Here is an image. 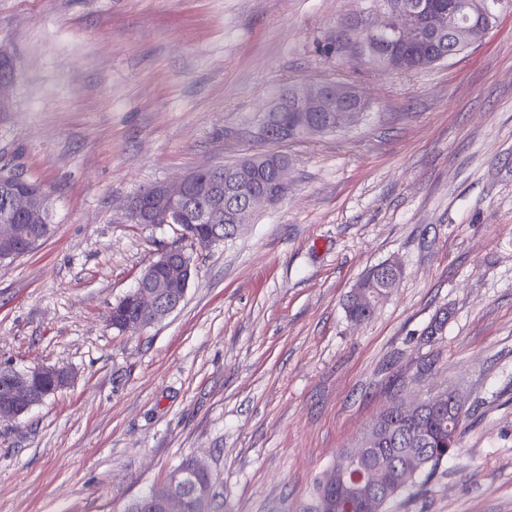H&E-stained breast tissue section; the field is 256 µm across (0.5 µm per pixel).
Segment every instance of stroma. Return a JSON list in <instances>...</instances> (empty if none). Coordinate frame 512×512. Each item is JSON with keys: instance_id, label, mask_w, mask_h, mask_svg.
Listing matches in <instances>:
<instances>
[{"instance_id": "35a3bbf8", "label": "stroma", "mask_w": 512, "mask_h": 512, "mask_svg": "<svg viewBox=\"0 0 512 512\" xmlns=\"http://www.w3.org/2000/svg\"><path fill=\"white\" fill-rule=\"evenodd\" d=\"M371 0H0L16 58L0 167L41 182L53 234L0 263V365L72 383L0 422V512H124L185 458L210 512H305L388 407L445 389L458 448L385 512H512V7L482 42L385 72L317 46ZM344 82L350 126L277 144L287 196L190 246L181 305L108 325L176 224L131 223L140 190L267 150L296 82ZM401 276L368 320L348 293ZM448 321L435 340L437 313ZM385 261L369 268L363 275V287L369 291L371 295V301L375 302V299L379 297L381 292L384 290V286L394 275L392 270L379 269L383 264L388 263Z\"/></svg>"}]
</instances>
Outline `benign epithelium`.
<instances>
[{"mask_svg":"<svg viewBox=\"0 0 512 512\" xmlns=\"http://www.w3.org/2000/svg\"><path fill=\"white\" fill-rule=\"evenodd\" d=\"M465 9L470 20L461 24L458 15L438 11L423 2H412L399 8L389 3H381L363 15L348 19L336 28L334 43L346 44L359 56H382L386 59L385 69L396 72L405 67L406 49L418 43L424 33L440 32L446 28L455 33L457 42L469 47L472 45L471 32L477 17L486 14L489 8L484 0H468ZM296 111L307 121L303 125L304 135H314L335 130L354 117L366 111L365 98L360 91L349 84L322 82L311 89L298 88L292 93ZM199 171L192 170L175 181L158 183L151 187L148 197L157 202L150 209L144 204V197L133 199L127 206L129 219L136 224H171L176 220L179 206L188 199L197 183ZM210 204L201 219L210 223V240L220 241V224L224 217V186L218 180L207 185ZM288 193V165L277 164L276 174L269 190L250 196L246 204L238 208L235 216L238 229L253 211L279 203ZM14 210L31 213L38 206L37 201L25 192L13 197ZM27 239V225H0V256L8 259L17 255L22 243ZM192 276V257L181 245L170 246L160 251L141 273L136 289L127 294L134 303L138 315L123 323L125 331L143 330L162 320L175 311L185 297ZM40 373H53L60 377L61 387H67L73 374L59 367H38L33 370L7 368L4 374L12 381L8 393L0 397V421L13 420L42 404L45 395L33 386V380ZM431 403L438 407L448 405V416L456 419L465 413V404L455 392H441L423 397L411 404H397L368 427L354 448L343 452L330 474L323 481L329 492L343 486L345 473L353 468H361L362 482L352 489L361 512H381L383 492L388 489L387 460L380 455V445L386 436L387 420L414 421L423 409ZM206 491L199 487L189 488L185 475L177 471L168 481L164 494L159 498L162 512H189L194 504L202 505L207 512Z\"/></svg>","mask_w":512,"mask_h":512,"instance_id":"benign-epithelium-1","label":"benign epithelium"}]
</instances>
